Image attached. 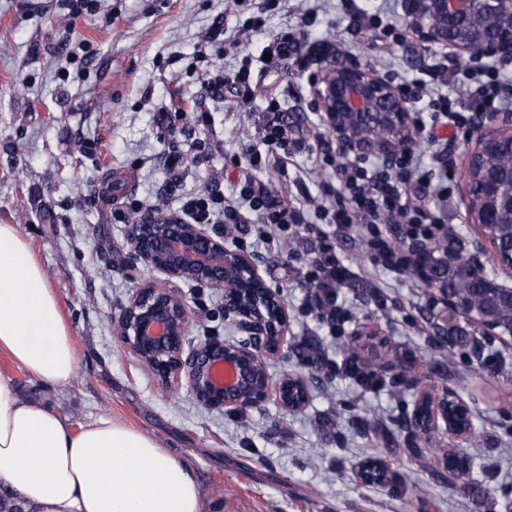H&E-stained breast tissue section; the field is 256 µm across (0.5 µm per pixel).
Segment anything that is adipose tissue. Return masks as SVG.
Listing matches in <instances>:
<instances>
[{
    "instance_id": "1",
    "label": "adipose tissue",
    "mask_w": 512,
    "mask_h": 512,
    "mask_svg": "<svg viewBox=\"0 0 512 512\" xmlns=\"http://www.w3.org/2000/svg\"><path fill=\"white\" fill-rule=\"evenodd\" d=\"M0 352L34 379L68 385L75 340L43 267L0 224ZM0 495L36 512H208L185 463L108 417L72 429L0 375Z\"/></svg>"
}]
</instances>
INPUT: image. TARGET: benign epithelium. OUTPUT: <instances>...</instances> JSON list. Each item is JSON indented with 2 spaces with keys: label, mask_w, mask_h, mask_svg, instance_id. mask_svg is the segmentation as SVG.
I'll list each match as a JSON object with an SVG mask.
<instances>
[{
  "label": "benign epithelium",
  "mask_w": 512,
  "mask_h": 512,
  "mask_svg": "<svg viewBox=\"0 0 512 512\" xmlns=\"http://www.w3.org/2000/svg\"><path fill=\"white\" fill-rule=\"evenodd\" d=\"M413 32L431 47L455 50L460 57L512 61V0H405ZM311 93L322 123L336 135L341 148L358 156H396L406 143L412 123L411 109L402 93L378 73L353 61L323 66L312 81ZM384 134L376 137L369 127ZM512 138V113L493 112L482 117L474 146L463 167L466 182L480 181V198L469 197L466 223L488 224V212L504 207L512 211V190L502 196L497 177L483 160L487 143ZM129 252L160 277L139 285L113 316V327L130 355L148 367L164 391L186 381L196 400L210 411H243L273 397L281 408L296 413L311 397V382L300 374L285 373L273 380L269 366L288 351V308L281 295L264 287L254 262L224 246V234L187 224L168 212L154 213L130 225ZM476 252L455 262L460 251L448 248V267L465 290L440 297L448 316L465 318L472 332L477 362L486 347L511 341L500 323L512 310V286L498 281V271L512 272V255L502 260L496 243L481 230L475 234ZM426 243L409 247L410 268L430 281L424 264ZM488 254L489 270L481 260ZM490 285L481 294L468 288L475 280ZM194 283L224 293V318L249 333L246 341L208 336L190 344L188 301L178 283ZM466 402L446 388L423 391L411 414L400 424L407 446L427 448L435 435L448 433L467 440L473 428L463 430Z\"/></svg>",
  "instance_id": "obj_1"
}]
</instances>
